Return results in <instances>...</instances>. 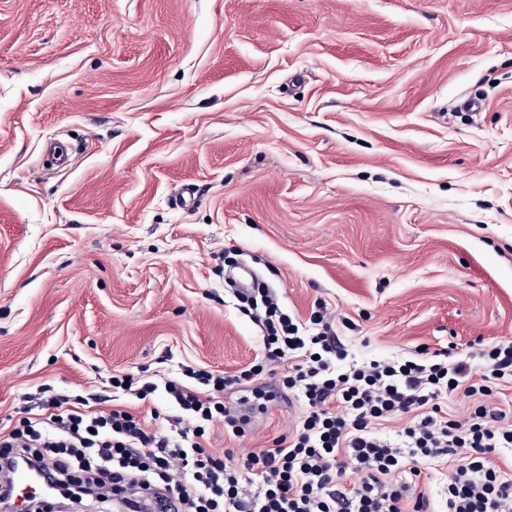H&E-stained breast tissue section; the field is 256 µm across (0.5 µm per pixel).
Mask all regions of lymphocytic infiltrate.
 Returning <instances> with one entry per match:
<instances>
[{"instance_id": "1", "label": "lymphocytic infiltrate", "mask_w": 512, "mask_h": 512, "mask_svg": "<svg viewBox=\"0 0 512 512\" xmlns=\"http://www.w3.org/2000/svg\"><path fill=\"white\" fill-rule=\"evenodd\" d=\"M240 308L262 332V352L233 374L190 365L158 383L129 373L112 376L111 394L33 398V414L0 433V476L15 460L53 485L94 492L158 490L180 512H433L419 486L425 466L449 468L448 512H512V469L492 463L512 450V422L492 407L512 386V341L482 345L457 359L415 356L350 359L339 340L336 313L317 304L308 320L287 313L267 288L238 294ZM301 406L296 425L268 447L234 459L206 445V429L221 421L233 437L246 418L225 394L267 393L274 368ZM176 408L165 432L152 433L137 410L156 392ZM469 407L449 414L448 398ZM362 475L344 480L347 467ZM251 485V498L242 495Z\"/></svg>"}]
</instances>
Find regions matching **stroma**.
<instances>
[{
  "label": "stroma",
  "instance_id": "35a3bbf8",
  "mask_svg": "<svg viewBox=\"0 0 512 512\" xmlns=\"http://www.w3.org/2000/svg\"><path fill=\"white\" fill-rule=\"evenodd\" d=\"M228 256L359 359L512 340V0H0V429L254 361Z\"/></svg>",
  "mask_w": 512,
  "mask_h": 512
}]
</instances>
